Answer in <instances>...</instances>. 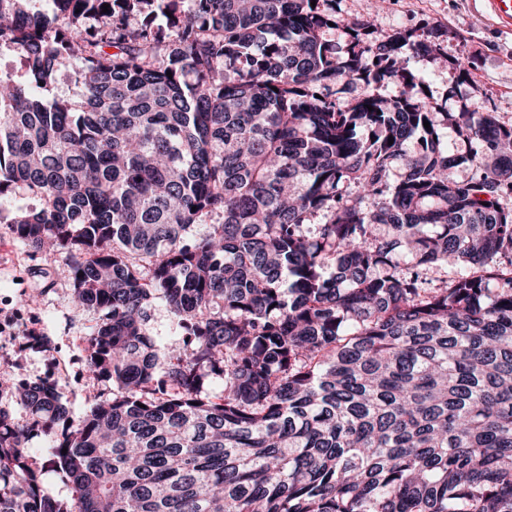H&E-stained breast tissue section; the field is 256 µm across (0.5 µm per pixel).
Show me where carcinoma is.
Here are the masks:
<instances>
[{
  "mask_svg": "<svg viewBox=\"0 0 512 512\" xmlns=\"http://www.w3.org/2000/svg\"><path fill=\"white\" fill-rule=\"evenodd\" d=\"M331 2L0 0L8 228L107 384L0 374V512H512V125L381 95L434 33Z\"/></svg>",
  "mask_w": 512,
  "mask_h": 512,
  "instance_id": "carcinoma-1",
  "label": "carcinoma"
}]
</instances>
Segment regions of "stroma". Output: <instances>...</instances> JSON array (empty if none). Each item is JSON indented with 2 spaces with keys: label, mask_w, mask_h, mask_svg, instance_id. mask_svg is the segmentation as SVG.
Returning a JSON list of instances; mask_svg holds the SVG:
<instances>
[{
  "label": "stroma",
  "mask_w": 512,
  "mask_h": 512,
  "mask_svg": "<svg viewBox=\"0 0 512 512\" xmlns=\"http://www.w3.org/2000/svg\"><path fill=\"white\" fill-rule=\"evenodd\" d=\"M336 9L347 20L375 18L379 38L433 31L440 58L417 57L409 68L423 77L435 111L493 112L502 123L512 122V26L501 24L485 0H336ZM459 60L468 77L456 68ZM31 292L40 294L39 306L21 309ZM16 309L20 320L0 333V369L18 379L54 378L72 419H79L93 390L82 339L101 315L73 308L59 256L30 253L0 223V320ZM33 331L49 337V349L30 346Z\"/></svg>",
  "instance_id": "35a3bbf8"
}]
</instances>
